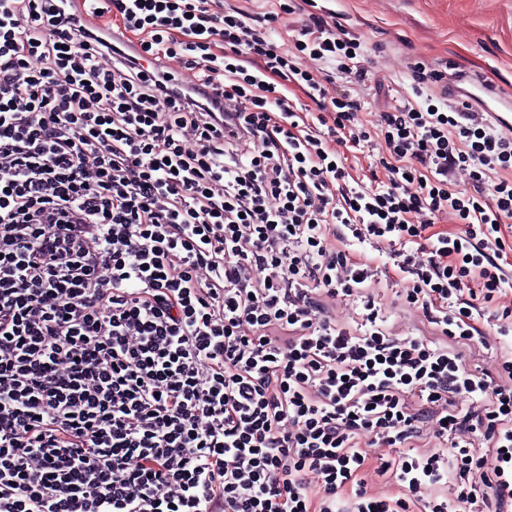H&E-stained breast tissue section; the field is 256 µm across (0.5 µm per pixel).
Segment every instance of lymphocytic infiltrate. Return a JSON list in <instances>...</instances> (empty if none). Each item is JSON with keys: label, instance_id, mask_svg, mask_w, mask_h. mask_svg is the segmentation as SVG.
<instances>
[{"label": "lymphocytic infiltrate", "instance_id": "f902f5d3", "mask_svg": "<svg viewBox=\"0 0 512 512\" xmlns=\"http://www.w3.org/2000/svg\"><path fill=\"white\" fill-rule=\"evenodd\" d=\"M91 10L0 0V512H512V353L489 372L461 352L512 334V137L465 100L397 107L383 188L355 187L327 140L370 138L357 100L270 28L211 0ZM295 48L359 50L317 14ZM356 250L365 252V255L372 260L373 265L379 266V270L384 271V264L389 261L385 255H379L378 251L373 250L369 245H366L365 248L357 246ZM387 266L390 267L389 276L386 277L384 272L381 275L379 273L378 278L380 282L374 288L373 295L385 308L388 316H390L389 323L398 321L399 324H402V328L407 330L405 326H409L408 320L404 319V310L397 300V292L402 288V284L397 281L396 275L391 270V261L387 263Z\"/></svg>", "mask_w": 512, "mask_h": 512}]
</instances>
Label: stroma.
I'll use <instances>...</instances> for the list:
<instances>
[{"label":"stroma","instance_id":"stroma-1","mask_svg":"<svg viewBox=\"0 0 512 512\" xmlns=\"http://www.w3.org/2000/svg\"><path fill=\"white\" fill-rule=\"evenodd\" d=\"M361 44L355 66L364 83L348 82L340 66L328 92L345 89L360 104L359 117L374 127L379 112L415 101L409 65L421 61L454 77L469 72L500 92L512 93V0H316ZM384 143L374 137L359 147L340 146L350 173L370 188L383 181L374 161Z\"/></svg>","mask_w":512,"mask_h":512}]
</instances>
